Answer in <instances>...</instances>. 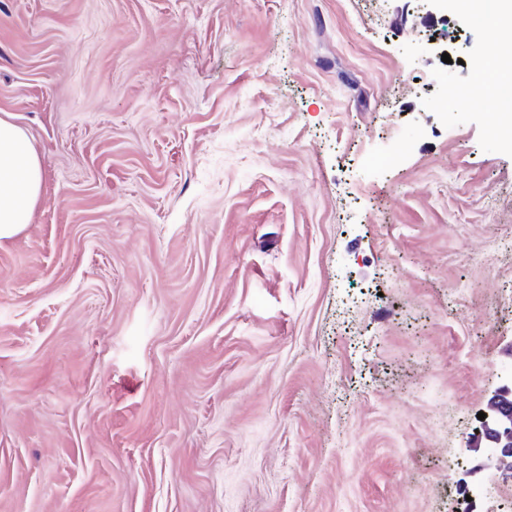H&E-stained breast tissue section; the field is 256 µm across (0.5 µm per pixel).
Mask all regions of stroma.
Masks as SVG:
<instances>
[{
	"mask_svg": "<svg viewBox=\"0 0 512 512\" xmlns=\"http://www.w3.org/2000/svg\"><path fill=\"white\" fill-rule=\"evenodd\" d=\"M432 9L0 0V512H512L506 48ZM42 180L32 139L10 115L0 116V239L12 238L29 223ZM512 385L504 384L489 399L483 412L486 418L479 420L480 426L474 436L476 447L484 443L485 448L501 463H507L512 456Z\"/></svg>",
	"mask_w": 512,
	"mask_h": 512,
	"instance_id": "stroma-1",
	"label": "stroma"
}]
</instances>
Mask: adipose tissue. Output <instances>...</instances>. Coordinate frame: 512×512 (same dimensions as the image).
Masks as SVG:
<instances>
[{"instance_id":"obj_1","label":"adipose tissue","mask_w":512,"mask_h":512,"mask_svg":"<svg viewBox=\"0 0 512 512\" xmlns=\"http://www.w3.org/2000/svg\"><path fill=\"white\" fill-rule=\"evenodd\" d=\"M42 180L32 139L9 117L0 116V239L15 236L28 224Z\"/></svg>"}]
</instances>
